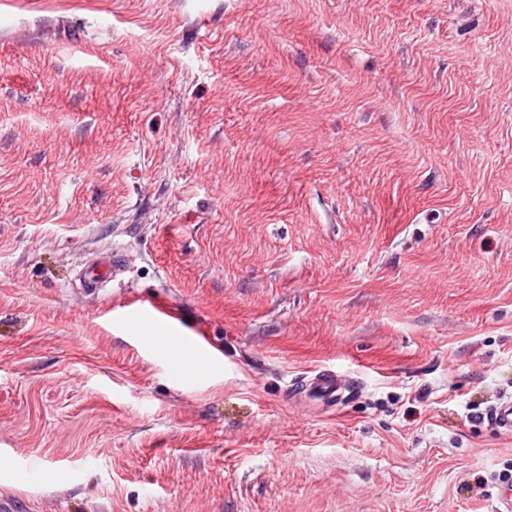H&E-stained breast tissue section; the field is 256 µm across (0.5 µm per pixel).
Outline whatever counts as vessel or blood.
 Wrapping results in <instances>:
<instances>
[{
  "label": "vessel or blood",
  "mask_w": 512,
  "mask_h": 512,
  "mask_svg": "<svg viewBox=\"0 0 512 512\" xmlns=\"http://www.w3.org/2000/svg\"><path fill=\"white\" fill-rule=\"evenodd\" d=\"M119 269L111 255L96 257L83 268L82 286L88 295H95L99 288L111 282ZM120 320L127 328L149 323L155 336L161 341L180 336L186 337L190 347L199 355L205 365L213 366L222 362V347L201 335L187 334L179 313L163 305L157 298L139 296L129 301ZM349 387L346 378L329 369L314 370L297 378L290 387L291 395L306 394L319 399L324 405L332 406L340 401ZM488 422L499 431L512 434V398L502 400L489 408Z\"/></svg>",
  "instance_id": "1"
}]
</instances>
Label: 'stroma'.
Segmentation results:
<instances>
[{
    "mask_svg": "<svg viewBox=\"0 0 512 512\" xmlns=\"http://www.w3.org/2000/svg\"><path fill=\"white\" fill-rule=\"evenodd\" d=\"M145 292L223 362L128 331ZM314 369L356 392L288 400ZM505 397L512 0H0V448L70 469L0 496L485 512ZM118 270L119 265L112 259V253L96 257L82 270L81 280L84 290L89 296H94L99 288L112 281ZM486 415L492 426L501 432L512 434V398L500 400L489 408Z\"/></svg>",
    "mask_w": 512,
    "mask_h": 512,
    "instance_id": "obj_1",
    "label": "stroma"
}]
</instances>
